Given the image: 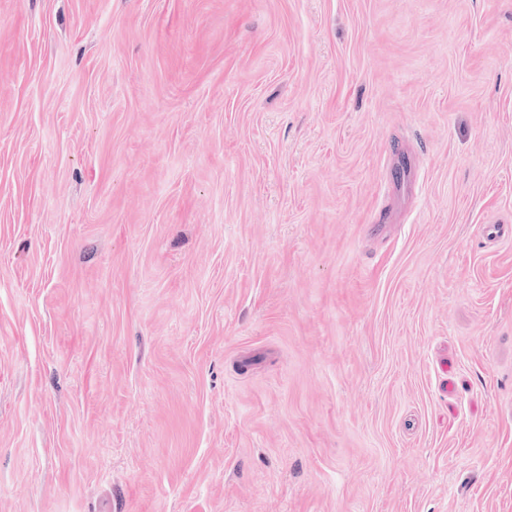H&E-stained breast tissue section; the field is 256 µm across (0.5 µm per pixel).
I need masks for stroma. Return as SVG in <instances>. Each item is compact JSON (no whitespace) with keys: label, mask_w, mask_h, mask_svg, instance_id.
<instances>
[{"label":"stroma","mask_w":512,"mask_h":512,"mask_svg":"<svg viewBox=\"0 0 512 512\" xmlns=\"http://www.w3.org/2000/svg\"><path fill=\"white\" fill-rule=\"evenodd\" d=\"M512 0H0V512H512Z\"/></svg>","instance_id":"1"}]
</instances>
